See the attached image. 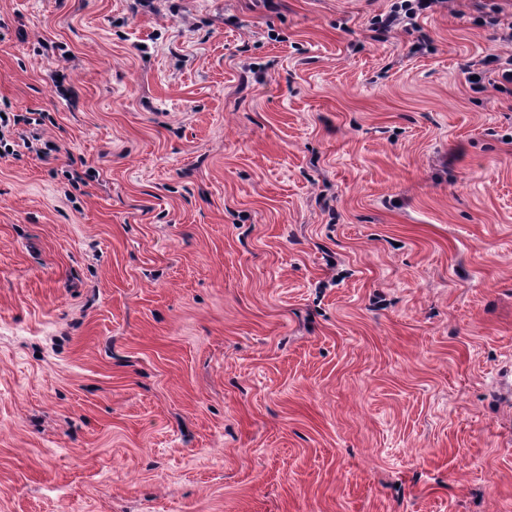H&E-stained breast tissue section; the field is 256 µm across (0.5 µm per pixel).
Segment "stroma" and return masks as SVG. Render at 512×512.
Returning a JSON list of instances; mask_svg holds the SVG:
<instances>
[{
    "instance_id": "stroma-1",
    "label": "stroma",
    "mask_w": 512,
    "mask_h": 512,
    "mask_svg": "<svg viewBox=\"0 0 512 512\" xmlns=\"http://www.w3.org/2000/svg\"><path fill=\"white\" fill-rule=\"evenodd\" d=\"M393 3L0 0V512H512V0ZM395 3L386 14H379L371 20V31L374 38L384 39L388 33L402 22L412 21L426 12L434 10L433 7L443 3L442 0H404ZM496 74L500 80H494L498 89L504 88V83L512 84V58H503L495 53H487L479 59L467 61L464 65V74L469 83L475 87H482L487 74ZM471 76H475L471 80Z\"/></svg>"
}]
</instances>
